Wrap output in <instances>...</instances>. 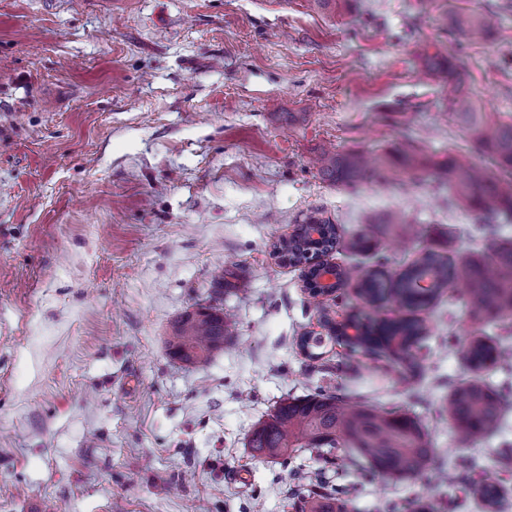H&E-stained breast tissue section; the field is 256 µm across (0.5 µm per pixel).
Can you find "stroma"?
I'll list each match as a JSON object with an SVG mask.
<instances>
[{
	"instance_id": "obj_1",
	"label": "stroma",
	"mask_w": 512,
	"mask_h": 512,
	"mask_svg": "<svg viewBox=\"0 0 512 512\" xmlns=\"http://www.w3.org/2000/svg\"><path fill=\"white\" fill-rule=\"evenodd\" d=\"M471 11L497 23L457 43L449 15ZM439 50L479 111L512 116V0H0V512H296L323 461L258 460L248 439L318 388L414 417L437 452L438 478L408 481L341 456L352 512L429 495L486 512L449 467L461 454L512 512L494 455L512 419L473 444L439 414L480 328L459 291L423 311L430 352L405 384L325 336L320 307L343 322L356 285L315 304L272 254L309 217L348 233L395 212L423 232L382 240L392 270L490 253L447 188L397 174L348 189L310 165L330 145L489 165L420 58ZM230 256L236 277L216 283ZM200 304L238 331L190 365L167 339Z\"/></svg>"
}]
</instances>
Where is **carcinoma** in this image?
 Segmentation results:
<instances>
[{
    "instance_id": "obj_1",
    "label": "carcinoma",
    "mask_w": 512,
    "mask_h": 512,
    "mask_svg": "<svg viewBox=\"0 0 512 512\" xmlns=\"http://www.w3.org/2000/svg\"><path fill=\"white\" fill-rule=\"evenodd\" d=\"M492 18L483 14L459 16L454 20V36L470 41L487 36ZM428 69L439 76L442 89H451L449 102L469 127L474 142L493 159L495 170L477 168L457 159L432 162L404 153V171L410 179L430 180L448 187L456 201L483 217L512 221V119L493 112H480L454 83L452 61L438 53L424 54ZM317 175L330 183L355 185L362 180H378L393 172L384 156L365 163L356 152L339 154L324 151L312 162ZM389 232L416 238L418 226L406 223L402 214L393 215L386 224L370 223L365 230L350 237L347 247L355 252L373 249L380 237ZM340 239L335 224L322 223L320 235H308L300 225L295 233L275 246V254L292 265L307 264L331 251ZM463 286L462 300L475 319L512 327V240L497 243L492 253L471 256L458 261L434 250L399 272L387 267V258H378L375 268L365 272L359 281V295L372 308L392 303L407 311H424L449 288ZM351 322L359 330L349 342L353 353L384 354L396 367L400 380L408 383L423 368L426 354L424 341L430 328L423 318L379 319L363 311L351 314ZM238 330L236 318L216 306H201L177 320L168 338L173 358L196 364L207 361L224 348V341ZM509 353L490 336L472 338L465 349L472 376L448 392L441 415L448 418L473 443L503 426L512 402L503 399L512 387H496L482 378V373L497 367ZM250 448L260 457L288 458L293 453L315 452L333 464L337 452L350 448L352 463H365L369 469L393 480H410L423 476L435 463L436 450L428 435L414 418L377 408L351 397L347 400L322 392L279 405L251 434ZM456 480L472 484L471 473L476 462L462 457L455 463ZM310 489L301 506L302 512H349L351 499L324 477L309 482ZM476 492L488 510L498 506L502 490L497 484L482 482Z\"/></svg>"
}]
</instances>
